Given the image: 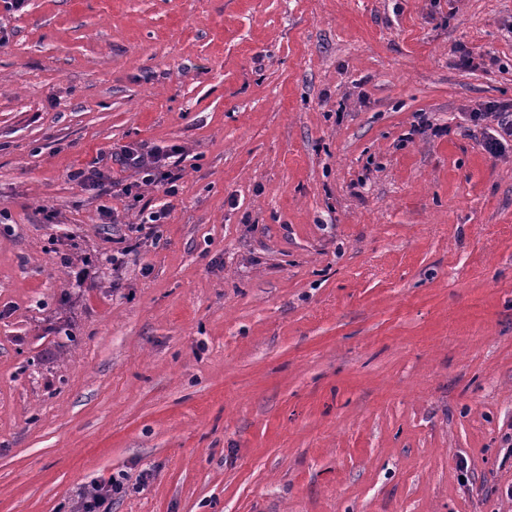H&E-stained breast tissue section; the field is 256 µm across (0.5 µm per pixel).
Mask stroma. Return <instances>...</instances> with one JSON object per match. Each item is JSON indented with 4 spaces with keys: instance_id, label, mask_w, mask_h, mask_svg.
Instances as JSON below:
<instances>
[{
    "instance_id": "35a3bbf8",
    "label": "stroma",
    "mask_w": 512,
    "mask_h": 512,
    "mask_svg": "<svg viewBox=\"0 0 512 512\" xmlns=\"http://www.w3.org/2000/svg\"><path fill=\"white\" fill-rule=\"evenodd\" d=\"M0 32V512L113 476L112 512H512V146L464 119L512 103V0H26ZM141 142L176 196L113 187ZM177 153L178 150L174 147L170 150H164L163 148L143 143L133 147H123L115 155V161L122 167L128 166L135 169L141 184L153 185L166 181V184L170 186L165 188V193L169 196H174L178 193V188L175 185L177 178H175V175H173L169 168L176 161L171 162L169 160L175 157Z\"/></svg>"
}]
</instances>
